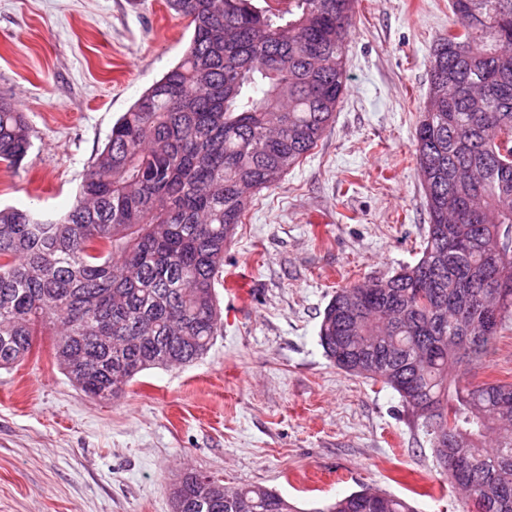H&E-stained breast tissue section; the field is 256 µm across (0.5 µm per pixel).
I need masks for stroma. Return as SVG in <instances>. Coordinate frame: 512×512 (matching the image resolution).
Returning a JSON list of instances; mask_svg holds the SVG:
<instances>
[{
  "mask_svg": "<svg viewBox=\"0 0 512 512\" xmlns=\"http://www.w3.org/2000/svg\"><path fill=\"white\" fill-rule=\"evenodd\" d=\"M454 20L448 0H359L335 121L235 228L216 286L223 326L202 359L145 371L111 402L62 374L48 336L0 370V512H172L190 469L303 512L367 487L414 512H459L398 393L336 367L318 336L337 289L421 256L414 132ZM191 35L164 0H0V97L33 143L23 170L0 164V205L70 208L114 122ZM464 377L512 381V324Z\"/></svg>",
  "mask_w": 512,
  "mask_h": 512,
  "instance_id": "stroma-1",
  "label": "stroma"
}]
</instances>
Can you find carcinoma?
Here are the masks:
<instances>
[{
  "label": "carcinoma",
  "mask_w": 512,
  "mask_h": 512,
  "mask_svg": "<svg viewBox=\"0 0 512 512\" xmlns=\"http://www.w3.org/2000/svg\"><path fill=\"white\" fill-rule=\"evenodd\" d=\"M358 0H167L190 19L181 60L113 125L71 208L51 218L0 209V369L56 337L55 360L86 396L112 401L141 372L203 358L221 324L224 249L254 195L323 138L347 89ZM457 33L430 64L415 158L429 216L421 257L355 282L326 306L319 339L350 374L394 389L430 436L461 512H512V382H461L512 320V288L475 354L491 262L512 279V0H450ZM32 147L24 113L0 98V163ZM428 278L425 294L416 283ZM433 406L425 416L414 402ZM187 471L175 512H297L261 485L213 491ZM316 512H413L353 492Z\"/></svg>",
  "instance_id": "obj_1"
}]
</instances>
